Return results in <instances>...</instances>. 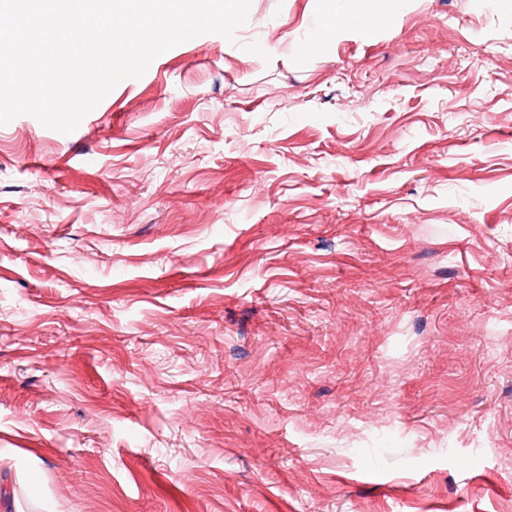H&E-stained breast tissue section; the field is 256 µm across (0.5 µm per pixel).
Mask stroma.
Returning a JSON list of instances; mask_svg holds the SVG:
<instances>
[{"label":"stroma","mask_w":512,"mask_h":512,"mask_svg":"<svg viewBox=\"0 0 512 512\" xmlns=\"http://www.w3.org/2000/svg\"><path fill=\"white\" fill-rule=\"evenodd\" d=\"M335 20L0 125V512H512V9Z\"/></svg>","instance_id":"1"}]
</instances>
